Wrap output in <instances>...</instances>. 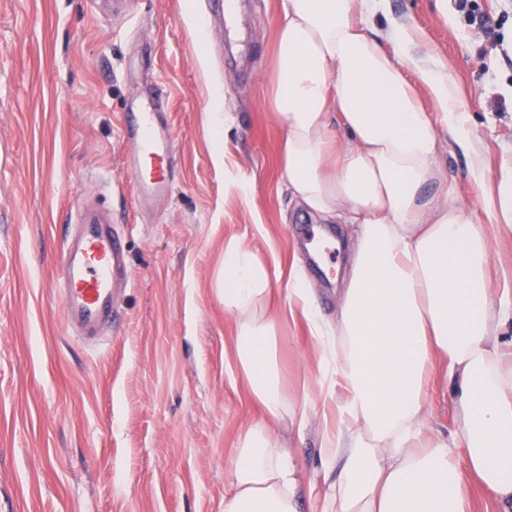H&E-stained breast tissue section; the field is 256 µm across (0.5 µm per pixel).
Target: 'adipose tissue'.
<instances>
[{
  "label": "adipose tissue",
  "instance_id": "obj_1",
  "mask_svg": "<svg viewBox=\"0 0 512 512\" xmlns=\"http://www.w3.org/2000/svg\"><path fill=\"white\" fill-rule=\"evenodd\" d=\"M380 0H280L273 109L284 129L281 176L307 210L353 225V264L336 324L324 327L298 271L289 308L317 340L306 406L327 401L321 434L323 493L331 512H472L479 484L512 504V290L494 300L485 224L512 223V186L476 222L438 162L445 126L482 179L441 65L411 55L408 25L377 31ZM424 83L436 107L416 91ZM345 135L329 148L330 118ZM271 280L251 251L224 249V310L236 320L238 373L265 412L240 439L224 512H300L299 478L277 425L287 400L277 368V318L261 313ZM446 364L458 436L428 428L429 370Z\"/></svg>",
  "mask_w": 512,
  "mask_h": 512
}]
</instances>
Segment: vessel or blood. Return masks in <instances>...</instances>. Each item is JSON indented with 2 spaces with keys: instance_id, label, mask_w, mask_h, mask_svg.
<instances>
[{
  "instance_id": "1",
  "label": "vessel or blood",
  "mask_w": 512,
  "mask_h": 512,
  "mask_svg": "<svg viewBox=\"0 0 512 512\" xmlns=\"http://www.w3.org/2000/svg\"><path fill=\"white\" fill-rule=\"evenodd\" d=\"M162 102L161 92L146 93L125 128L134 144L131 165L142 197L171 190L169 172L176 152L163 120ZM60 263L65 324L84 339H92L111 327L115 296L130 282L126 247L112 229L111 215L94 207L79 209L63 243Z\"/></svg>"
}]
</instances>
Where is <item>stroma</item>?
Here are the masks:
<instances>
[{
  "instance_id": "35a3bbf8",
  "label": "stroma",
  "mask_w": 512,
  "mask_h": 512,
  "mask_svg": "<svg viewBox=\"0 0 512 512\" xmlns=\"http://www.w3.org/2000/svg\"><path fill=\"white\" fill-rule=\"evenodd\" d=\"M0 0V512H224L229 463L259 404L236 371L224 311V248L238 240L271 274L301 271L334 324L351 267L350 227L297 204L280 177L273 113L279 0H245L247 59L207 0ZM405 22L468 112L483 186L454 137L439 160L475 218L512 178V0H386L375 23ZM162 91L176 139L170 193L138 200L123 115ZM241 175L245 185L229 183ZM110 209L131 284L98 347L69 335L54 291L71 214ZM277 361L289 402L317 375L316 340L289 313ZM432 370L430 427L458 430ZM323 424H281L302 484L323 480Z\"/></svg>"
}]
</instances>
